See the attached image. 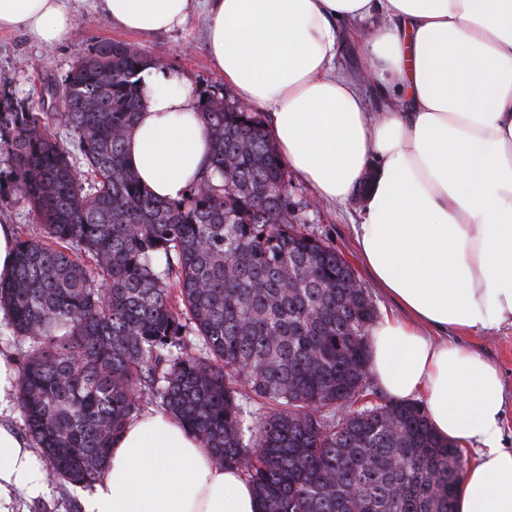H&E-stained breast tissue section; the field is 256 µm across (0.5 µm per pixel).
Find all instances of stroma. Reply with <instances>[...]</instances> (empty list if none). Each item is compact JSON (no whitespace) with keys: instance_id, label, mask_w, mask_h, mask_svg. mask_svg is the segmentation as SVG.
<instances>
[{"instance_id":"obj_1","label":"stroma","mask_w":512,"mask_h":512,"mask_svg":"<svg viewBox=\"0 0 512 512\" xmlns=\"http://www.w3.org/2000/svg\"><path fill=\"white\" fill-rule=\"evenodd\" d=\"M101 41H119L148 57L157 71L179 75L195 94L208 91L233 96L225 86L205 50L204 21L192 14L180 28L165 34L141 36L125 32L95 11L84 6L77 15L75 27L59 45L48 47L33 42L24 33L0 34V113L19 105L38 106L42 85L58 80ZM338 65L361 75V85L372 111L380 103L372 81L363 77L367 66L358 38L344 30L338 49ZM361 201L351 198L343 204L324 205L308 212L307 227L326 244L336 248L352 265L357 278L373 299L377 313H397L395 303L372 281L359 257L354 226L360 221ZM15 226L18 237L41 236L42 229L34 220L26 198L13 181L12 165L7 155L0 154V222ZM455 343L481 354L499 370L506 395L502 420V444L512 449V326L473 336H455ZM45 494L37 500L20 501L21 512H83L86 490L57 481H47Z\"/></svg>"}]
</instances>
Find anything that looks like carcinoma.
I'll list each match as a JSON object with an SVG mask.
<instances>
[{"label":"carcinoma","mask_w":512,"mask_h":512,"mask_svg":"<svg viewBox=\"0 0 512 512\" xmlns=\"http://www.w3.org/2000/svg\"><path fill=\"white\" fill-rule=\"evenodd\" d=\"M148 65L98 43L43 85L45 109L0 120V153L42 229L16 241L0 308L27 344L20 417L47 477L98 481L146 396L240 471L262 512H454L464 460L423 407L351 409L375 307L346 287L349 262L302 230L307 203L288 194L262 117L199 99L211 158L179 201L128 168ZM56 115L67 144L47 134Z\"/></svg>","instance_id":"obj_1"}]
</instances>
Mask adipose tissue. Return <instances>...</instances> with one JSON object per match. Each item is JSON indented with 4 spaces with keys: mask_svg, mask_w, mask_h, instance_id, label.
I'll return each mask as SVG.
<instances>
[{
    "mask_svg": "<svg viewBox=\"0 0 512 512\" xmlns=\"http://www.w3.org/2000/svg\"><path fill=\"white\" fill-rule=\"evenodd\" d=\"M80 0H0V31L61 43ZM113 25L152 34L200 11L226 86L270 109L286 166L317 200L366 184L359 254L400 315L375 321L369 371L394 401L423 396L439 436L478 447L456 512H512L497 368L449 334L512 324V0H95ZM357 24L383 105L372 114L336 67L340 23ZM126 158L157 197L178 201L210 149L199 99L146 70ZM17 373L0 348V512L46 491L33 441L15 428ZM84 512H261L251 483L216 466L171 414L142 412L113 440Z\"/></svg>",
    "mask_w": 512,
    "mask_h": 512,
    "instance_id": "obj_1",
    "label": "adipose tissue"
}]
</instances>
